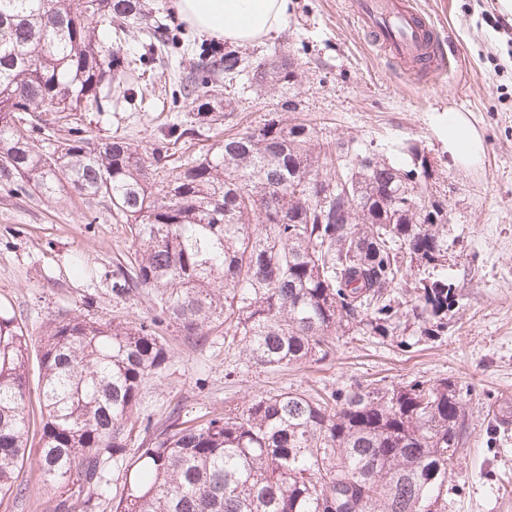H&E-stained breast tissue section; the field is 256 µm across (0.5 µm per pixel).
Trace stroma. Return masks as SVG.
<instances>
[{
	"instance_id": "stroma-1",
	"label": "stroma",
	"mask_w": 512,
	"mask_h": 512,
	"mask_svg": "<svg viewBox=\"0 0 512 512\" xmlns=\"http://www.w3.org/2000/svg\"><path fill=\"white\" fill-rule=\"evenodd\" d=\"M449 46L451 74L416 77L400 72L373 44L349 9V0H291L286 26L261 40L238 45L256 62L296 56L302 67L287 83L253 87L248 78L219 83L230 100L222 124L202 125L170 146L178 164L212 151L225 134L277 116L316 124L320 140L372 147L405 167L412 153L425 158L430 194L448 209V278L459 307L447 335L408 348L337 333L333 356L322 362L260 370L246 366L223 331L186 340L172 324L158 330L172 351L168 369L141 392L132 446L159 433L172 409L190 420L241 410L255 395L293 389L322 393L350 383L400 385L413 379L449 378L471 390L469 438L454 460L448 512H512V435L489 443L484 404L512 400V12L503 0H416ZM508 28L500 29L496 19ZM131 103L104 102L102 111L80 112L78 127L97 138H126L140 148L160 141L163 125L193 120L190 102L171 106L167 74L158 63L142 68ZM301 111L286 112V99ZM465 113L481 134L480 167L457 166L440 126L448 111ZM133 252L129 228L110 204L72 189L45 197L16 194L0 179V302L12 305L30 336L58 314L91 313L143 320L155 309L147 290L118 299L115 274Z\"/></svg>"
}]
</instances>
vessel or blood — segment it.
Here are the masks:
<instances>
[{
    "mask_svg": "<svg viewBox=\"0 0 512 512\" xmlns=\"http://www.w3.org/2000/svg\"><path fill=\"white\" fill-rule=\"evenodd\" d=\"M352 8L374 44L401 70L412 73L424 63L432 73L446 72L438 31L418 13L415 0H353Z\"/></svg>",
    "mask_w": 512,
    "mask_h": 512,
    "instance_id": "vessel-or-blood-1",
    "label": "vessel or blood"
}]
</instances>
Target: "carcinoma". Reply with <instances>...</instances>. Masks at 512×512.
<instances>
[{"label": "carcinoma", "instance_id": "obj_1", "mask_svg": "<svg viewBox=\"0 0 512 512\" xmlns=\"http://www.w3.org/2000/svg\"><path fill=\"white\" fill-rule=\"evenodd\" d=\"M152 11L148 0H0V178L48 197L68 186L109 200L134 246L112 295L143 288L156 300L147 321L66 312L46 323L33 485L19 480L32 450V339L0 304V501L37 489L51 512H100L115 469L124 481L113 512H448L449 467L471 408L446 378L261 393L233 414L171 415L159 435L128 448L141 389L171 362L157 333L166 322L189 340L222 328L248 363L273 369L328 358L339 329L404 346L446 336L456 305L447 209L424 191L423 159L404 168L368 147L337 152L312 125L272 117L158 182L163 147L142 151L70 125L105 98H134L125 76L143 57L114 49L131 34L160 59L179 49L177 30ZM248 67L234 50L200 48L179 78L196 121L217 122L231 107L196 89ZM28 127L68 129L65 149L30 142ZM194 131L172 122L161 140ZM320 170L339 176L327 203L317 199ZM350 193L362 212L338 224ZM487 417L493 436L512 429L507 400Z\"/></svg>", "mask_w": 512, "mask_h": 512}]
</instances>
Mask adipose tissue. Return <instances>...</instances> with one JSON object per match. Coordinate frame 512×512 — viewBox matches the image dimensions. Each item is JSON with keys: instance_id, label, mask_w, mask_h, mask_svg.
Returning a JSON list of instances; mask_svg holds the SVG:
<instances>
[{"instance_id": "obj_1", "label": "adipose tissue", "mask_w": 512, "mask_h": 512, "mask_svg": "<svg viewBox=\"0 0 512 512\" xmlns=\"http://www.w3.org/2000/svg\"><path fill=\"white\" fill-rule=\"evenodd\" d=\"M178 14L199 32L245 44L280 30L288 19L289 0H176ZM448 152L463 168L478 166L484 144L480 133L461 112L446 117Z\"/></svg>"}]
</instances>
